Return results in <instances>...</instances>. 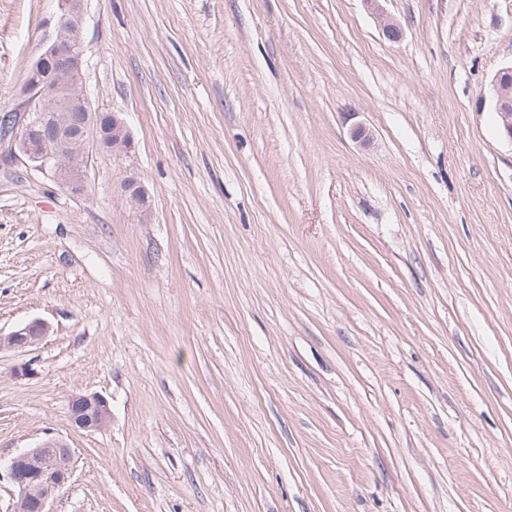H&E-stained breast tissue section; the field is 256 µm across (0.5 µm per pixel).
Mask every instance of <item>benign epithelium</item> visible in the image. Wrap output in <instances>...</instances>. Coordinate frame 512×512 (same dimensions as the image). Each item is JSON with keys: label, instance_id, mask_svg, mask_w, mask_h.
I'll return each mask as SVG.
<instances>
[{"label": "benign epithelium", "instance_id": "1", "mask_svg": "<svg viewBox=\"0 0 512 512\" xmlns=\"http://www.w3.org/2000/svg\"><path fill=\"white\" fill-rule=\"evenodd\" d=\"M58 6L55 37L26 81L24 111L1 113L0 126L7 132L3 142L10 154L50 172L63 189L77 195L84 191L89 148L123 151L131 139L117 115L92 108L83 88L85 0H58ZM493 87L499 130L512 140V66L495 74ZM122 191L146 209L148 196L140 182L129 178ZM48 333L49 324L42 319L0 331V353L35 347ZM68 413L72 425L85 431L103 429L112 417L109 400L98 392L72 395ZM5 474L15 489L9 512H51L50 503L75 474L74 451L62 440H45L12 456Z\"/></svg>", "mask_w": 512, "mask_h": 512}]
</instances>
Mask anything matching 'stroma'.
Listing matches in <instances>:
<instances>
[{"label":"stroma","mask_w":512,"mask_h":512,"mask_svg":"<svg viewBox=\"0 0 512 512\" xmlns=\"http://www.w3.org/2000/svg\"><path fill=\"white\" fill-rule=\"evenodd\" d=\"M57 16L0 0V110ZM83 38L131 146L80 195L0 158V329L50 326L0 458L74 450L53 512H512V0H87ZM493 112L500 132L512 140V66L500 69L493 80ZM68 413L72 425L85 431L103 429L112 417L109 400L98 392L72 395L69 400Z\"/></svg>","instance_id":"35a3bbf8"}]
</instances>
